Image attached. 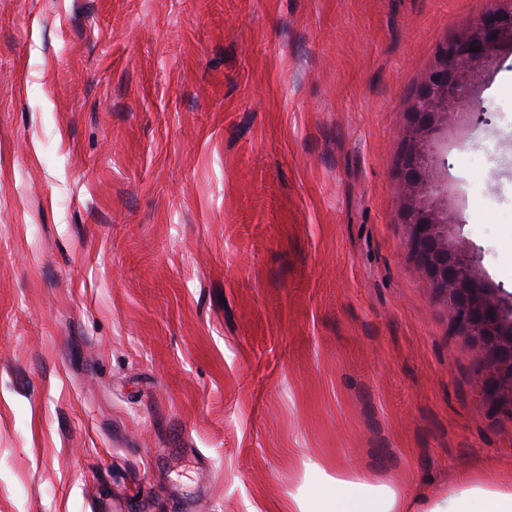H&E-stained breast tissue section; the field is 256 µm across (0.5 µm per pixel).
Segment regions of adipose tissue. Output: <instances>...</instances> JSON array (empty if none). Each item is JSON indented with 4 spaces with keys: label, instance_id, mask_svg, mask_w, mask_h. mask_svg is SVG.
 Segmentation results:
<instances>
[{
    "label": "adipose tissue",
    "instance_id": "ef3b65f1",
    "mask_svg": "<svg viewBox=\"0 0 512 512\" xmlns=\"http://www.w3.org/2000/svg\"><path fill=\"white\" fill-rule=\"evenodd\" d=\"M304 484L289 494L284 512H512V485L464 475L446 488L413 497L393 482L352 469L329 473L315 458L303 460Z\"/></svg>",
    "mask_w": 512,
    "mask_h": 512
}]
</instances>
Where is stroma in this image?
<instances>
[{
    "label": "stroma",
    "instance_id": "stroma-1",
    "mask_svg": "<svg viewBox=\"0 0 512 512\" xmlns=\"http://www.w3.org/2000/svg\"><path fill=\"white\" fill-rule=\"evenodd\" d=\"M499 0H0V512H278L301 461L512 480L406 250L400 132ZM512 97L431 150L512 309Z\"/></svg>",
    "mask_w": 512,
    "mask_h": 512
}]
</instances>
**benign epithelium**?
Wrapping results in <instances>:
<instances>
[{
	"label": "benign epithelium",
	"mask_w": 512,
	"mask_h": 512,
	"mask_svg": "<svg viewBox=\"0 0 512 512\" xmlns=\"http://www.w3.org/2000/svg\"><path fill=\"white\" fill-rule=\"evenodd\" d=\"M442 44L436 62L422 76L408 112L409 137L402 161L407 249L448 305L451 330L477 357V387L487 412L512 417V321L491 288L483 284L473 260L448 234L452 219L442 204L428 152L448 129L464 119L477 123L483 110L467 101L483 67L499 48L512 44V0ZM480 51L475 52L473 48Z\"/></svg>",
	"instance_id": "benign-epithelium-1"
}]
</instances>
